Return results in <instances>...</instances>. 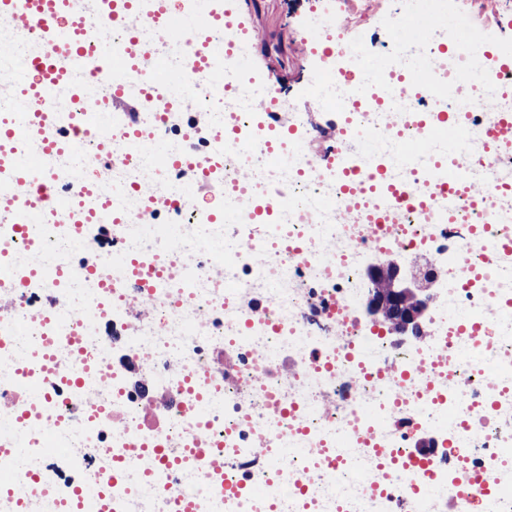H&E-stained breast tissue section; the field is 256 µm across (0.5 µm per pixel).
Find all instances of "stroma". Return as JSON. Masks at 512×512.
<instances>
[{
	"mask_svg": "<svg viewBox=\"0 0 512 512\" xmlns=\"http://www.w3.org/2000/svg\"><path fill=\"white\" fill-rule=\"evenodd\" d=\"M435 7V0H384L379 9L366 12L345 39L367 58H378L391 43L397 21L405 16L424 18ZM240 8L261 35L259 41L243 48V61L276 85L281 105L301 113L316 129L320 147L329 148L327 136L336 113L319 100L303 97L304 88L316 82L317 71L297 46L300 39L313 38L318 31L335 26L334 9L328 0H240Z\"/></svg>",
	"mask_w": 512,
	"mask_h": 512,
	"instance_id": "stroma-1",
	"label": "stroma"
}]
</instances>
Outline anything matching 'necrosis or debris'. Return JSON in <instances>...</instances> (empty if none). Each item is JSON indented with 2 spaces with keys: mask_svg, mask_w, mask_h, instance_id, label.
Wrapping results in <instances>:
<instances>
[{
  "mask_svg": "<svg viewBox=\"0 0 512 512\" xmlns=\"http://www.w3.org/2000/svg\"><path fill=\"white\" fill-rule=\"evenodd\" d=\"M68 21L89 29L93 52L131 37L162 43L163 65L190 80L163 88V112L140 94L136 138L111 120L112 80L95 65L68 70L67 102L52 106L51 137L79 146L42 159L66 174L56 191L72 207L46 209L38 246L0 234V445L16 461L0 512L20 502L60 512L72 489L87 486L106 498L120 493L137 512L183 504L227 512L196 466L157 467L156 454L191 448L222 449L226 475L261 489L243 512H445L456 496L447 479L420 496L409 492L407 470L382 471L385 461H409L418 430L437 434L436 455L460 441L471 450L468 471L493 458L501 482H512V261L487 262L478 236L487 224L512 236V199L501 193L512 153L492 166L478 160L500 112L512 110V71L473 79L468 49L449 40L436 77L460 131L426 139L415 158L403 152L422 139L403 119L412 96L373 85L355 98L339 92L333 105L355 166L379 174L346 206V179L311 171L317 136L278 145L243 87H219L232 58L212 46L237 44L243 33L212 25L161 42L141 11L121 28L95 9ZM41 54L34 32L0 26V78L10 85L0 123L19 130L22 155L33 136L20 64ZM202 55L208 69L194 73ZM187 99L197 114L185 112ZM158 144L178 158L193 152V164L158 170ZM438 164L465 170L449 208L430 183ZM188 177L210 190L171 219L168 202L183 196ZM407 187L431 197V207H384V195ZM273 188L289 205L260 225L258 262L219 218ZM375 258L438 272L430 335L398 345L357 317L364 267ZM20 266L61 267L68 276L19 288L12 274ZM53 310L64 339L50 344L43 323ZM479 319L480 347L471 335ZM42 350L56 411L38 427L21 420L27 399L18 385L20 369ZM368 410L374 429L364 434L359 417ZM43 430L63 456L31 452ZM326 454L336 457L335 471L323 468ZM367 474L375 485L364 483Z\"/></svg>",
  "mask_w": 512,
  "mask_h": 512,
  "instance_id": "obj_1",
  "label": "necrosis or debris"
}]
</instances>
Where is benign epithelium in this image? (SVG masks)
Wrapping results in <instances>:
<instances>
[{
	"instance_id": "7a95c632",
	"label": "benign epithelium",
	"mask_w": 512,
	"mask_h": 512,
	"mask_svg": "<svg viewBox=\"0 0 512 512\" xmlns=\"http://www.w3.org/2000/svg\"><path fill=\"white\" fill-rule=\"evenodd\" d=\"M365 275L370 281L381 278L388 285L381 293L370 288L364 294L367 322L387 328L398 344L429 335L428 313L437 296V274L412 277L402 265L389 260L367 265Z\"/></svg>"
}]
</instances>
